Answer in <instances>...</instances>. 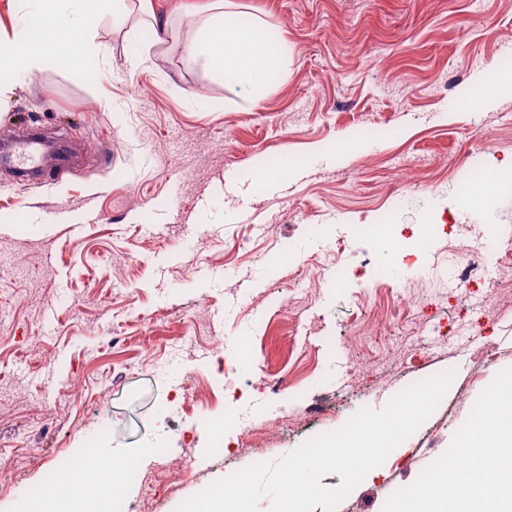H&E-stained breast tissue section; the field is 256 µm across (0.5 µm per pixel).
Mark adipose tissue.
Masks as SVG:
<instances>
[{"label":"adipose tissue","mask_w":512,"mask_h":512,"mask_svg":"<svg viewBox=\"0 0 512 512\" xmlns=\"http://www.w3.org/2000/svg\"><path fill=\"white\" fill-rule=\"evenodd\" d=\"M101 0H32L33 19L13 37L0 38V70L25 77L52 59L66 46L95 50L96 45L84 23L85 16L97 10ZM204 20L192 19L183 37L185 52L201 59L222 75L225 81L263 84L277 71L288 53L285 43L258 37L249 12L225 11L222 0L207 7ZM494 423L472 425L459 443L469 455L472 469L486 466L494 448L512 447V396L494 401ZM122 468L105 458L86 474L67 485L70 512H83L82 504L90 499L98 480L120 481ZM437 480L444 497L420 494L419 512H512V502L493 490L473 483L470 471L442 469Z\"/></svg>","instance_id":"1"}]
</instances>
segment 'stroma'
<instances>
[{
    "label": "stroma",
    "instance_id": "1",
    "mask_svg": "<svg viewBox=\"0 0 512 512\" xmlns=\"http://www.w3.org/2000/svg\"><path fill=\"white\" fill-rule=\"evenodd\" d=\"M288 46L276 80L234 85L179 43L130 50L108 13L87 25L102 52L59 53L19 82L0 78V129L20 118L75 148L63 172L22 181L0 169V464L18 477L0 512L71 451L96 441L150 474L192 460L190 479L132 484L114 503L175 512L198 484L273 461L379 409L415 377L451 370L433 414L336 512H391L399 491L453 465L455 445L512 385V285L486 330L416 327L399 294L442 286L457 227L512 225V190L460 199L476 172L512 173V0H230ZM287 160V173L263 168ZM388 217L387 235L364 227ZM340 253V268L314 277ZM367 314L378 337L343 325ZM155 325L164 342L146 350ZM239 356V401H224L211 344ZM422 351L415 372L399 355ZM289 373L257 415L274 426L252 456H214L222 416ZM82 389L68 387L72 376ZM310 430L292 421L327 403Z\"/></svg>",
    "mask_w": 512,
    "mask_h": 512
}]
</instances>
